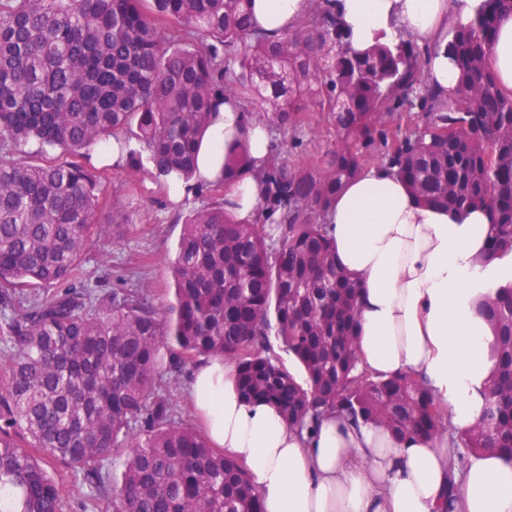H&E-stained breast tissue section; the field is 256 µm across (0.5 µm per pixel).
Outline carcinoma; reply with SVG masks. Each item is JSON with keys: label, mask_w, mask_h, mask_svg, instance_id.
Returning a JSON list of instances; mask_svg holds the SVG:
<instances>
[{"label": "carcinoma", "mask_w": 512, "mask_h": 512, "mask_svg": "<svg viewBox=\"0 0 512 512\" xmlns=\"http://www.w3.org/2000/svg\"><path fill=\"white\" fill-rule=\"evenodd\" d=\"M250 2L0 0V306L12 311L0 488L20 492L21 512H62L63 486L43 455L100 481L90 512L103 499L112 512H263L237 461L192 424L173 422L171 395L156 393L159 369L175 378L201 357L233 361L239 394L275 405L291 427L334 411L395 438L447 434L451 472L467 453L512 456V286L479 305L496 331L497 365L481 418L456 437L421 381L358 368L356 287L336 266L326 224L336 194L361 171L354 147L384 135L406 107L423 125L383 163L423 204L490 209L491 250L512 252V99L487 62L512 0H485L457 32L459 79L446 99L416 41L351 50L334 0H319L276 39L252 29ZM226 95L261 101L283 129L302 123L308 100L323 99L342 145L315 174L272 157L252 224L225 210L223 187H213L215 201L185 218L168 316L138 290L92 298L79 281L83 255L130 225L116 208L97 218L105 175L91 151L134 139L142 150L128 168L158 184L171 174L188 181ZM266 212L278 223L261 224ZM271 336L304 382L271 353ZM114 453L126 461L112 486L101 469Z\"/></svg>", "instance_id": "cac0c4a2"}]
</instances>
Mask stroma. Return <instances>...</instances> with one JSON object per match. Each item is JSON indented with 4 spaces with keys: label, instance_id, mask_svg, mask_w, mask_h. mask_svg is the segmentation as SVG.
<instances>
[{
    "label": "stroma",
    "instance_id": "35a3bbf8",
    "mask_svg": "<svg viewBox=\"0 0 512 512\" xmlns=\"http://www.w3.org/2000/svg\"><path fill=\"white\" fill-rule=\"evenodd\" d=\"M272 134L279 160L312 173L340 141L331 112L316 102L308 105L305 124L288 130L276 128ZM93 161L106 167L103 193L109 204L127 212L131 227L120 240L85 253L80 267L82 281L102 296L136 289L148 293L156 306L170 303L173 284L169 262L177 249L182 218L211 202L209 187L175 201L152 180L126 168L107 167L103 153H94ZM43 467L66 490L63 512H84L91 488L82 474L51 457L44 458Z\"/></svg>",
    "mask_w": 512,
    "mask_h": 512
}]
</instances>
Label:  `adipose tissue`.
<instances>
[{
  "label": "adipose tissue",
  "instance_id": "ef3b65f1",
  "mask_svg": "<svg viewBox=\"0 0 512 512\" xmlns=\"http://www.w3.org/2000/svg\"><path fill=\"white\" fill-rule=\"evenodd\" d=\"M484 0H336L339 27L355 51L413 38L428 50L430 83L441 95L457 85L449 50L456 31ZM312 0H253L252 26L275 38L299 28ZM501 92L512 98V13L501 14L488 50ZM250 162L224 182L230 145ZM273 152L269 123L241 100L212 113L193 178L171 181L172 194L223 184L239 221L257 216L262 174ZM327 223L337 266L358 285L357 356L373 375L425 381L450 415L455 433L481 417L495 369V331L478 306L512 284V254L490 251L491 213L420 204L387 165L369 166L337 194ZM189 393L213 447L248 473L263 512H436L448 489V454L426 437L393 438L372 423L328 412L312 427L289 429L279 410L248 402L233 363L204 359ZM460 512H512V458L470 456L459 475Z\"/></svg>",
  "mask_w": 512,
  "mask_h": 512
}]
</instances>
